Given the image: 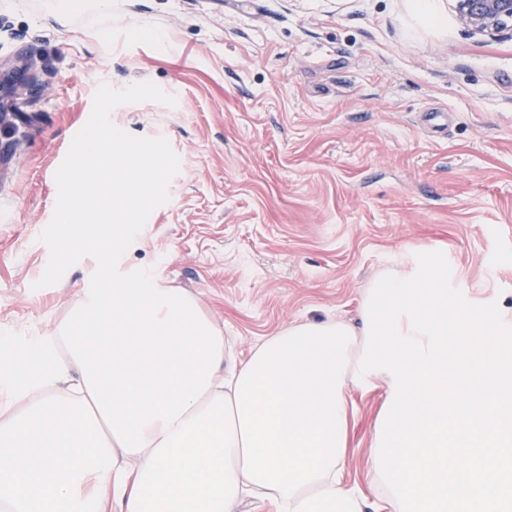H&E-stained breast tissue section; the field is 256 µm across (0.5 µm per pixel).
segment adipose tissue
I'll return each instance as SVG.
<instances>
[{
    "label": "adipose tissue",
    "instance_id": "obj_1",
    "mask_svg": "<svg viewBox=\"0 0 512 512\" xmlns=\"http://www.w3.org/2000/svg\"><path fill=\"white\" fill-rule=\"evenodd\" d=\"M361 315L229 359L193 298L102 260L62 335L0 340V512H233L247 495L274 512H512L511 327L462 310L441 251L376 280ZM375 377L372 500L342 472L351 392Z\"/></svg>",
    "mask_w": 512,
    "mask_h": 512
}]
</instances>
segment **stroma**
Here are the masks:
<instances>
[{
  "label": "stroma",
  "mask_w": 512,
  "mask_h": 512,
  "mask_svg": "<svg viewBox=\"0 0 512 512\" xmlns=\"http://www.w3.org/2000/svg\"><path fill=\"white\" fill-rule=\"evenodd\" d=\"M0 0V338L51 336L96 269L34 284L55 173L100 85L176 99L112 123L166 138L169 200L119 262L191 295L227 354L297 322L357 324L369 282L448 254L464 305L512 321V33L470 34L450 0ZM344 481L374 494L382 380L354 392Z\"/></svg>",
  "instance_id": "obj_1"
}]
</instances>
